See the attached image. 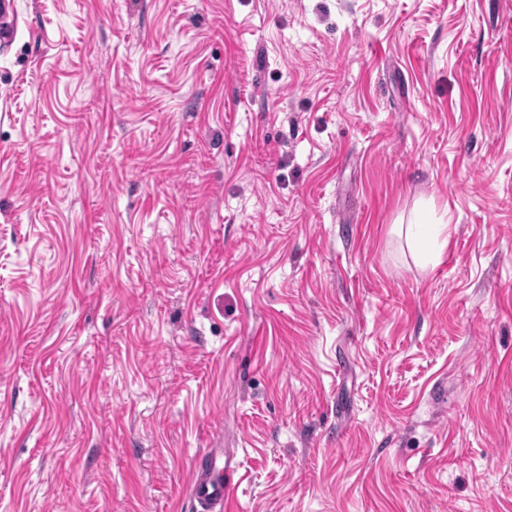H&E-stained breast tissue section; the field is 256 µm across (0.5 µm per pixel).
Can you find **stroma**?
<instances>
[{
	"mask_svg": "<svg viewBox=\"0 0 512 512\" xmlns=\"http://www.w3.org/2000/svg\"><path fill=\"white\" fill-rule=\"evenodd\" d=\"M7 31L0 512H193L211 448L232 512H512V0ZM199 465L192 467L190 486L196 512H223L230 507L241 483L237 453L211 448Z\"/></svg>",
	"mask_w": 512,
	"mask_h": 512,
	"instance_id": "obj_1",
	"label": "stroma"
}]
</instances>
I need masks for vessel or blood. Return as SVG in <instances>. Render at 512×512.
Masks as SVG:
<instances>
[{
	"mask_svg": "<svg viewBox=\"0 0 512 512\" xmlns=\"http://www.w3.org/2000/svg\"><path fill=\"white\" fill-rule=\"evenodd\" d=\"M240 468L236 452L208 449L206 458L190 474L195 512H227L241 483Z\"/></svg>",
	"mask_w": 512,
	"mask_h": 512,
	"instance_id": "b4317fda",
	"label": "vessel or blood"
}]
</instances>
